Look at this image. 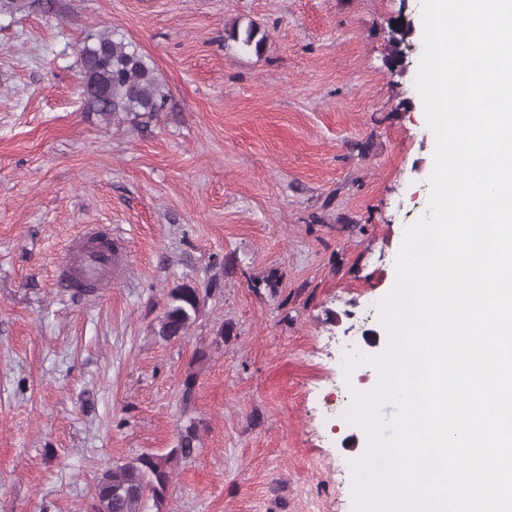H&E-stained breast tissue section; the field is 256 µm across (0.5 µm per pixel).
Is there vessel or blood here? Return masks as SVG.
Instances as JSON below:
<instances>
[{"label":"vessel or blood","mask_w":512,"mask_h":512,"mask_svg":"<svg viewBox=\"0 0 512 512\" xmlns=\"http://www.w3.org/2000/svg\"><path fill=\"white\" fill-rule=\"evenodd\" d=\"M122 262L112 231L100 224L86 225L58 256V279L72 293L111 284Z\"/></svg>","instance_id":"obj_1"}]
</instances>
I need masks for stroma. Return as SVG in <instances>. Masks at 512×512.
<instances>
[{
  "instance_id": "35a3bbf8",
  "label": "stroma",
  "mask_w": 512,
  "mask_h": 512,
  "mask_svg": "<svg viewBox=\"0 0 512 512\" xmlns=\"http://www.w3.org/2000/svg\"><path fill=\"white\" fill-rule=\"evenodd\" d=\"M419 9L31 0L0 14V512H96L106 466L169 454L192 422L196 455L144 512H356L364 437L337 394L373 386L380 303L405 227L429 213ZM400 16L416 29L393 69ZM250 23L262 52L225 38ZM105 27L169 90L147 125L83 108L78 45ZM87 224L111 225L127 263L84 299L54 262ZM270 274L275 289L255 288ZM181 283L208 295L165 342L154 328Z\"/></svg>"
}]
</instances>
